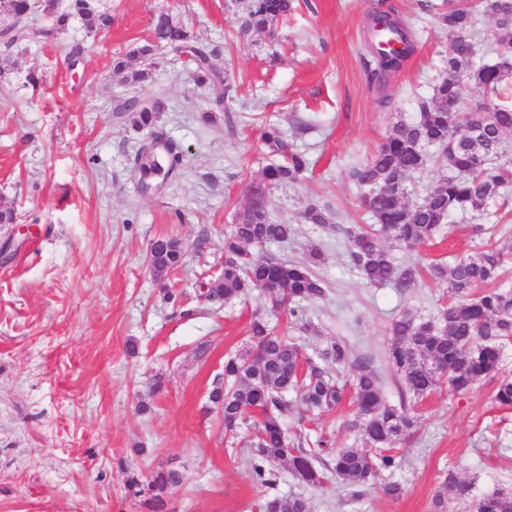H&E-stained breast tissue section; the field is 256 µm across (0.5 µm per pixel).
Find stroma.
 Returning <instances> with one entry per match:
<instances>
[{"label":"stroma","mask_w":512,"mask_h":512,"mask_svg":"<svg viewBox=\"0 0 512 512\" xmlns=\"http://www.w3.org/2000/svg\"><path fill=\"white\" fill-rule=\"evenodd\" d=\"M409 18L416 42L402 70L383 86L363 66L366 22L378 0H294L274 34L236 39L227 0H98L112 17L90 33L78 18L54 39L43 15L25 37L0 41L9 74L0 82V208L16 213L0 225V244L28 231L13 256H0V512H259L266 498L301 493L311 512H432L448 473L470 483L468 500L448 512H475L495 489L512 492V408L497 404L494 380L464 395L447 387L409 401L419 425L399 445L391 475L403 496L384 495L381 479L350 485L326 474L303 487L279 465L275 487L258 486L247 458L251 431L224 433L209 400L224 360L250 346L261 316L314 354L323 337L345 338L354 353L381 356L394 316L430 318L448 286L427 277L405 290L366 285L349 267L335 224L367 216L349 178L397 118L412 119L444 75L451 39L437 23L439 0H390ZM168 14L213 52L232 90L223 107L196 83L185 58L160 50L145 85L127 87L112 59L147 39L154 18ZM163 97L155 129H138L130 97ZM211 120H203V113ZM309 130H300V123ZM281 128L304 151L308 170L274 190L271 216L297 233L268 251L301 261L311 245L327 257L318 273L327 299L307 304L316 334L290 328L263 295L230 303L198 299L201 275L222 262L224 232L248 203V185L272 162L264 126ZM185 153L180 177L162 191H138L130 171L154 136ZM330 204L334 225L302 223L310 198ZM499 203L454 217L449 240L417 251L394 249L402 264L427 265L472 254L474 224H494ZM179 238L182 267L164 280L148 264L155 238ZM173 300H166V291ZM289 437L329 434L365 445L349 400L329 412L294 403ZM174 471L177 485L155 494L149 483ZM137 478L139 491L129 490Z\"/></svg>","instance_id":"obj_1"}]
</instances>
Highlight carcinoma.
I'll list each match as a JSON object with an SVG mask.
<instances>
[{"mask_svg":"<svg viewBox=\"0 0 512 512\" xmlns=\"http://www.w3.org/2000/svg\"><path fill=\"white\" fill-rule=\"evenodd\" d=\"M292 9V0H236L238 37L272 31ZM35 12L53 17L52 27L41 31L46 38L65 30L72 17L79 18L89 32L103 31L112 23L111 16L99 9L98 0H70L69 10L62 13L57 12V0H0V18L11 22L5 31L9 41L19 39ZM479 15L494 24L498 42L512 48V0H445L438 20L454 37L446 61L448 75L433 84L430 100L414 118H398L377 150L349 173L371 223L338 224L336 233L345 242L348 264L370 286L410 288L415 284L417 270L397 262L386 242L419 248L444 232L452 214L481 213L491 200L500 198L506 205L512 196V159L506 155L512 141V108L497 105L493 112L482 106L462 110L467 86L497 94L512 82V62L506 57L481 66L472 63ZM370 16L384 22L382 28L367 31L366 39L368 78L380 86L413 55L415 41L408 21L396 7L376 8ZM161 48L187 55L196 81L212 87L215 104L224 105L228 86L224 74L212 64V51L191 44L185 27L167 14L155 18L149 38L133 51L143 67L127 71L124 83L130 87L143 84L157 64ZM127 110L132 112L136 128H152L166 110V102L157 98L143 104L132 98ZM471 128L481 131L484 148L479 153L467 144ZM262 139L278 160L264 167L250 184L249 203L224 234V262L206 283L203 297L218 303L262 290L268 293L272 309L288 310V318L294 322L303 319L305 303L328 295L327 283L318 274L324 263L322 250L312 245L305 261L291 262L272 255L254 259L250 249H265L295 236V225L270 217L268 195L274 187L296 183L309 161L275 126L265 128ZM431 147L438 150V159L449 174L440 178L421 202L410 205L406 201L408 180L430 164ZM182 165L183 153L174 144L167 141L156 148L148 141L135 154L132 172L140 187L163 186L180 175ZM302 215L308 224H332L329 208L314 199ZM471 233L488 238L479 251L451 264L432 262L423 267L431 279L448 283V304L428 320L404 312L391 323L384 359L403 397L422 398L443 381L452 393L463 395L481 378L502 369L504 346L512 340V291L500 288L496 281L512 257V238L503 231V240L495 241L492 228L484 224L472 225ZM184 254L179 239L157 238L150 246L149 268L156 276L165 277L182 267ZM250 339L246 355L224 362V381L213 386L209 400L224 415V430L229 434L235 433L249 414L256 415L249 467L259 486L276 485L275 465L281 460L288 461L294 479L310 488L321 484L319 464L332 469L336 477L359 485L397 465L395 449L416 428L417 420L408 413L405 401L398 406L386 403L371 358L352 356L338 336L327 338L315 356L307 357L296 343L274 334L258 317L251 322ZM346 368L353 374V403L363 420L368 449L341 448L323 435L313 448L290 447L285 428L288 392H295L312 410L331 411L345 393L347 381L342 371ZM494 401L512 407V377L499 380ZM449 488L459 497L469 493L467 486L448 473L442 489L434 495V512H447L445 492ZM261 508L263 512H310V503L302 494H288L266 499ZM475 512H512V493L484 495Z\"/></svg>","mask_w":512,"mask_h":512,"instance_id":"carcinoma-1","label":"carcinoma"}]
</instances>
